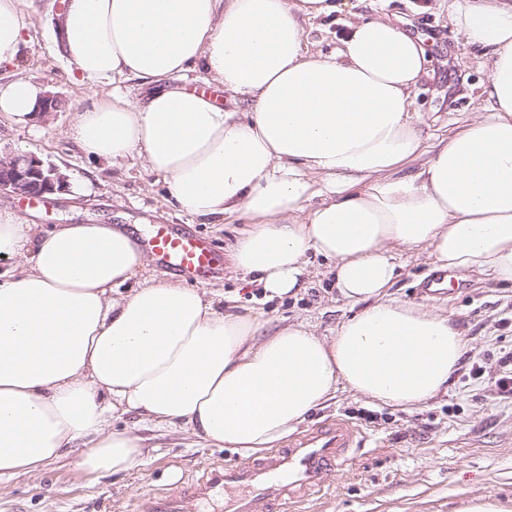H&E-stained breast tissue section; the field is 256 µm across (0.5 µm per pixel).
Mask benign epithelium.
I'll return each mask as SVG.
<instances>
[{
	"label": "benign epithelium",
	"mask_w": 512,
	"mask_h": 512,
	"mask_svg": "<svg viewBox=\"0 0 512 512\" xmlns=\"http://www.w3.org/2000/svg\"><path fill=\"white\" fill-rule=\"evenodd\" d=\"M68 175L34 155L0 151V191L29 199H46L68 190Z\"/></svg>",
	"instance_id": "benign-epithelium-1"
}]
</instances>
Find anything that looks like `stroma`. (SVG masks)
I'll list each match as a JSON object with an SVG mask.
<instances>
[{
	"mask_svg": "<svg viewBox=\"0 0 512 512\" xmlns=\"http://www.w3.org/2000/svg\"><path fill=\"white\" fill-rule=\"evenodd\" d=\"M60 0H31L34 26L16 75L41 83L55 95V112L34 125L0 123V148L32 154L60 167L69 191L46 201H28L0 193V208L23 214L41 230L59 224H119L143 235L149 225L171 224L208 239L218 257L215 276L205 291L239 294L244 305L272 324L304 322L330 334L349 317V305L337 300L328 262L314 257L305 288L297 296L266 298L262 289L234 270L230 245L246 229L245 220L214 223L165 202L163 182L129 161L88 160L70 135L76 112L94 100L71 75L56 51L50 15ZM339 10L305 21L308 48L333 51L349 22L385 15L422 39L431 70L414 93V108L426 115L422 128L430 137L451 131L489 112L483 94L488 71L481 52L468 46L448 19V0H338ZM398 276L392 288L401 301L448 315L463 330L462 367L447 394L408 409L388 407L346 390L312 411L308 423L341 416L362 439L351 465L337 473L322 493L294 506L292 512H459L473 500L491 501L512 512V398L499 397L494 380L499 359L512 352V288L486 276L458 273L446 294L432 297L425 282L435 274L428 253L397 248ZM483 367L480 378L472 363ZM145 440L143 460L120 475L94 476L76 464L70 450L39 471L0 478V512H130L151 490L166 487L208 461L234 462L240 452L212 448L176 427L157 428L129 414L114 420Z\"/></svg>",
	"mask_w": 512,
	"mask_h": 512,
	"instance_id": "1",
	"label": "stroma"
}]
</instances>
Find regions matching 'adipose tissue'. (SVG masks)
Wrapping results in <instances>:
<instances>
[{"instance_id":"ef3b65f1","label":"adipose tissue","mask_w":512,"mask_h":512,"mask_svg":"<svg viewBox=\"0 0 512 512\" xmlns=\"http://www.w3.org/2000/svg\"><path fill=\"white\" fill-rule=\"evenodd\" d=\"M28 0H0V67L18 65ZM335 0H66L54 40L95 101L71 136L89 158L138 159L194 216L246 219L235 270L269 297L296 295L310 254L332 262L355 312L332 335L270 331L239 296L222 303L143 278L141 244L113 224L39 233L0 209V478L81 448L90 474L131 471L135 414L242 453L271 448L345 388L393 407L446 393L463 354L450 317L391 293L393 245L444 271L512 287V0H450L484 53L489 113L425 143L413 92L431 67L420 38L377 17L349 23L329 54L302 18ZM196 69L245 103L231 112L175 85ZM135 78L146 94L115 88ZM112 85L110 94L101 86ZM43 89L0 81V121H34ZM415 171H408L412 161Z\"/></svg>"}]
</instances>
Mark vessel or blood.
I'll return each instance as SVG.
<instances>
[{
  "label": "vessel or blood",
  "mask_w": 512,
  "mask_h": 512,
  "mask_svg": "<svg viewBox=\"0 0 512 512\" xmlns=\"http://www.w3.org/2000/svg\"><path fill=\"white\" fill-rule=\"evenodd\" d=\"M143 246L157 263L189 281L206 279L216 267L208 242L166 224L154 225ZM359 445L350 422L332 419L256 460L206 463L197 473L145 496L135 512H288L289 504L328 485Z\"/></svg>",
  "instance_id": "1"
}]
</instances>
